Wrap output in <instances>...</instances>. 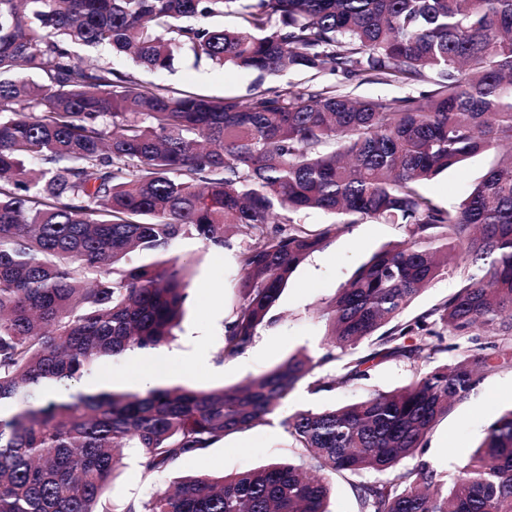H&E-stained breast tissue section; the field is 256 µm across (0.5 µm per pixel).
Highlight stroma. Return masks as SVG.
Wrapping results in <instances>:
<instances>
[{
    "instance_id": "35a3bbf8",
    "label": "stroma",
    "mask_w": 512,
    "mask_h": 512,
    "mask_svg": "<svg viewBox=\"0 0 512 512\" xmlns=\"http://www.w3.org/2000/svg\"><path fill=\"white\" fill-rule=\"evenodd\" d=\"M134 75L179 91L239 101L266 88L303 87L310 83L309 72L303 70H289L262 79L250 71H225L195 63L187 53L176 56L171 70L138 69ZM492 162L489 153L472 157L427 182L422 190L441 206L459 203ZM406 236L404 225L369 218L338 232L325 249L309 256L292 274L274 308L277 322L261 330L236 359L224 363L218 361L217 353L224 342V323L237 301L236 252L248 244L249 238L245 231H236L230 248L224 250L205 248L194 239L179 241L172 254L187 264L189 296L174 340L157 352V366L173 374L176 384L207 390L261 376L300 350L321 356L327 350L328 339L319 310L335 298L338 289L376 252ZM412 377L409 364L393 360L373 367L368 379L355 385L312 393L306 384H299L284 401L279 417L228 435L150 477L143 475L136 450L125 449L106 497L113 512H123L129 502L148 498L179 476L196 472L221 476L291 456L292 440L280 424L282 417L302 409L353 402L375 391H390L405 386ZM511 409L512 368L505 367L488 375L434 426L428 435L427 460L445 473H453L483 441L488 425Z\"/></svg>"
}]
</instances>
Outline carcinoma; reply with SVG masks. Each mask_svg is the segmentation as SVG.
<instances>
[{"label": "carcinoma", "instance_id": "carcinoma-1", "mask_svg": "<svg viewBox=\"0 0 512 512\" xmlns=\"http://www.w3.org/2000/svg\"><path fill=\"white\" fill-rule=\"evenodd\" d=\"M226 14L235 28L211 23ZM80 48L152 71L186 51L262 78L304 69L425 89L215 99L87 64ZM489 150L496 163L459 205L422 192ZM311 210L346 221L310 233L277 220ZM364 218L407 239L320 310V357L211 390L89 391L102 366L173 339L188 298L176 242L224 249L229 228L249 230L224 362L276 321L295 269ZM459 252L456 290L399 320ZM490 326L498 339L478 343ZM449 350L453 362L433 363ZM391 360L413 367L409 384L281 420L295 458L182 477L124 512H331L328 478L364 472L394 478L350 483L359 512H512V410L452 480L424 459L436 422L512 365V0H0V512H111L121 449L152 475L277 416L303 380L329 391ZM336 361L339 375L322 371Z\"/></svg>", "mask_w": 512, "mask_h": 512}]
</instances>
